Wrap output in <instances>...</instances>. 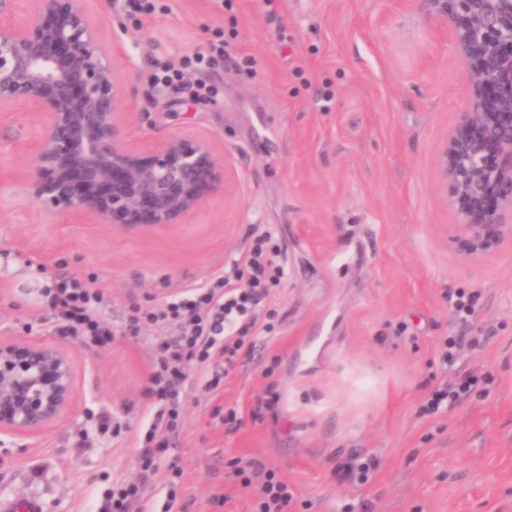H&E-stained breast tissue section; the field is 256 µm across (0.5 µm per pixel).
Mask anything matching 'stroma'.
Masks as SVG:
<instances>
[{"label": "stroma", "instance_id": "stroma-1", "mask_svg": "<svg viewBox=\"0 0 512 512\" xmlns=\"http://www.w3.org/2000/svg\"><path fill=\"white\" fill-rule=\"evenodd\" d=\"M130 14L88 0L121 79L127 137L139 149L179 134L207 139L227 188L184 223L123 229L53 215L28 195L42 134L27 107L0 112V340L59 345L74 406L37 439L0 435V512H98L135 479L137 436L161 332L124 333L130 304H159L244 255L272 231L286 276L258 332L218 388L196 375L171 453L183 469L172 512H253L229 478L256 460L286 481L296 512H512V241L470 259L438 191L436 158L470 97L471 71L420 0H158ZM226 40L213 67L186 58ZM249 57L253 73L237 62ZM181 70L161 87L157 64ZM81 275L101 288L115 336L62 335L43 289ZM476 295L469 328L449 294ZM479 337L453 366L448 337ZM472 395L420 408L453 375ZM277 393L255 416L258 396ZM235 411L238 429L224 424ZM370 460L367 480L351 469Z\"/></svg>", "mask_w": 512, "mask_h": 512}]
</instances>
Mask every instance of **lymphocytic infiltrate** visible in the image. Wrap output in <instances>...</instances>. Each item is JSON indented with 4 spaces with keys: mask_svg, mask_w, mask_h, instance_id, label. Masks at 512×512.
Instances as JSON below:
<instances>
[{
    "mask_svg": "<svg viewBox=\"0 0 512 512\" xmlns=\"http://www.w3.org/2000/svg\"><path fill=\"white\" fill-rule=\"evenodd\" d=\"M280 244L272 232L256 236L240 259L214 274L204 284L184 289L157 307L130 305L125 333L138 336L143 327L166 330L154 348L145 394L151 402V421L141 438L137 458L139 478L118 481L99 512H172L183 470L169 455L170 437L182 419L191 389L190 375L209 374V387H217L236 365L249 333L257 326L260 306L278 287L285 270L278 258ZM60 331L81 345L99 346L112 340L113 331L99 316L106 302L103 291L85 279L70 277L45 289ZM167 469V492L157 501L150 482L159 467ZM241 487L255 488L258 512H286L292 501L288 485L260 462L235 466Z\"/></svg>",
    "mask_w": 512,
    "mask_h": 512,
    "instance_id": "1",
    "label": "lymphocytic infiltrate"
}]
</instances>
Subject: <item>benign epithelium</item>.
<instances>
[{"instance_id":"1","label":"benign epithelium","mask_w":512,"mask_h":512,"mask_svg":"<svg viewBox=\"0 0 512 512\" xmlns=\"http://www.w3.org/2000/svg\"><path fill=\"white\" fill-rule=\"evenodd\" d=\"M0 0V112L32 109L43 137L30 198L54 214L123 227L180 224L224 189L210 142L171 136L130 147L120 79L87 0H26L14 21ZM473 68L471 101L439 155L440 189L466 253L512 239V0H423ZM75 394L70 357L32 339L0 341V434L36 437L65 417Z\"/></svg>"}]
</instances>
